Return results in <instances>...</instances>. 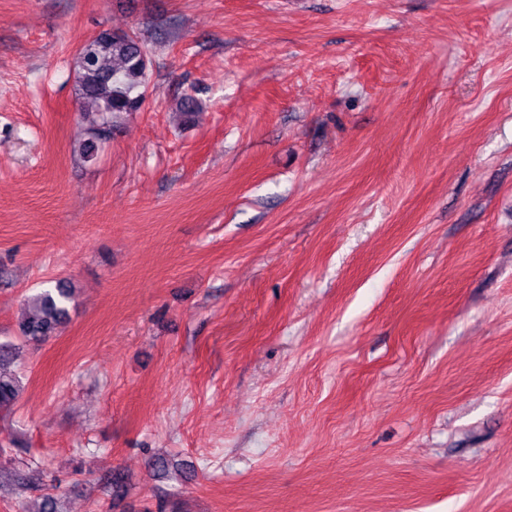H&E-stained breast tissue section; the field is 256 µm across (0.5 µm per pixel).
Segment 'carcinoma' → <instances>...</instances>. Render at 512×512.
Returning <instances> with one entry per match:
<instances>
[{
    "mask_svg": "<svg viewBox=\"0 0 512 512\" xmlns=\"http://www.w3.org/2000/svg\"><path fill=\"white\" fill-rule=\"evenodd\" d=\"M150 51L137 37L117 31H102L87 40L76 57L75 97L82 108L93 136L81 145L87 161L98 155V139L110 132L114 119L137 112L144 102V89L150 65ZM72 286L60 280L29 299L33 313L20 323L21 336L28 342L41 343L56 333L69 316ZM16 347L0 343V410L8 411L21 390L20 377L5 369L14 362Z\"/></svg>",
    "mask_w": 512,
    "mask_h": 512,
    "instance_id": "1",
    "label": "carcinoma"
}]
</instances>
